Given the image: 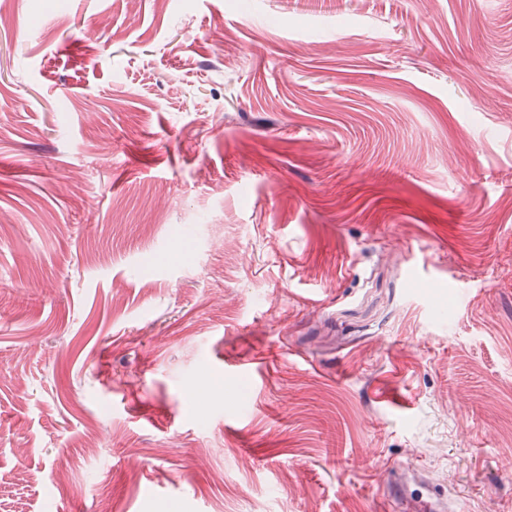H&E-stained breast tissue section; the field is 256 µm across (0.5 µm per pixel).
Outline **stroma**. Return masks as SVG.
<instances>
[{
	"label": "stroma",
	"mask_w": 512,
	"mask_h": 512,
	"mask_svg": "<svg viewBox=\"0 0 512 512\" xmlns=\"http://www.w3.org/2000/svg\"><path fill=\"white\" fill-rule=\"evenodd\" d=\"M0 9V512H512V0Z\"/></svg>",
	"instance_id": "obj_1"
}]
</instances>
